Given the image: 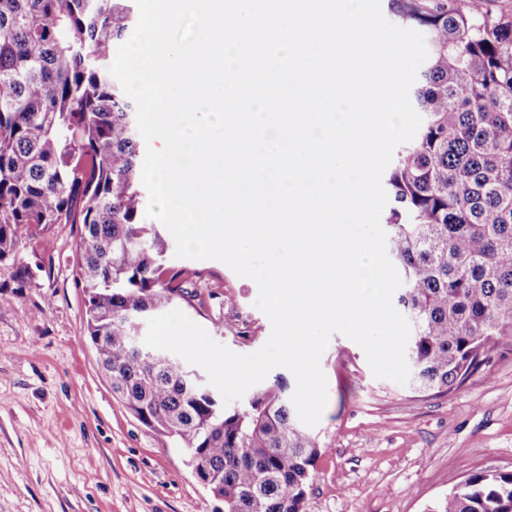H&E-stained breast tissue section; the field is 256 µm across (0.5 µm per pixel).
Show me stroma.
I'll use <instances>...</instances> for the list:
<instances>
[{
  "instance_id": "35a3bbf8",
  "label": "stroma",
  "mask_w": 512,
  "mask_h": 512,
  "mask_svg": "<svg viewBox=\"0 0 512 512\" xmlns=\"http://www.w3.org/2000/svg\"><path fill=\"white\" fill-rule=\"evenodd\" d=\"M78 234L56 225L47 244L20 239L0 262V512H224L186 449L113 393L86 332ZM172 263L211 291L184 312L215 341L239 354L265 344L254 281L216 260ZM321 368L328 402L313 432L323 450L305 512H425L474 472L512 471V337L447 393L375 377L340 334Z\"/></svg>"
}]
</instances>
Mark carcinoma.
Listing matches in <instances>:
<instances>
[{
	"instance_id": "obj_1",
	"label": "carcinoma",
	"mask_w": 512,
	"mask_h": 512,
	"mask_svg": "<svg viewBox=\"0 0 512 512\" xmlns=\"http://www.w3.org/2000/svg\"><path fill=\"white\" fill-rule=\"evenodd\" d=\"M126 2L0 0V262L24 234L45 244L53 225H80L87 336L112 392L187 450L224 512H303L322 448L284 386L230 409L142 339L147 318L198 291L140 223L136 113L109 72ZM387 2L428 47L413 90L424 123L389 171L385 223L414 389L441 392L512 336V12ZM428 512H512V471L471 474Z\"/></svg>"
}]
</instances>
